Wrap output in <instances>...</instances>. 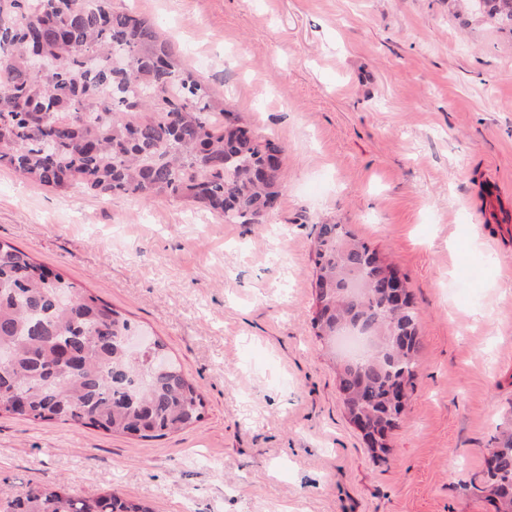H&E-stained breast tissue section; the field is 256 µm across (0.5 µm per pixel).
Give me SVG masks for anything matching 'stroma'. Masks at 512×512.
<instances>
[{"instance_id":"1","label":"stroma","mask_w":512,"mask_h":512,"mask_svg":"<svg viewBox=\"0 0 512 512\" xmlns=\"http://www.w3.org/2000/svg\"><path fill=\"white\" fill-rule=\"evenodd\" d=\"M283 146L277 210L59 193L0 168V241L161 340L205 401L160 437L0 415V486L154 512H493L512 424V35L460 0H112ZM345 224L406 279L420 365L373 458L315 336L313 240ZM491 464L486 468L487 478L473 488L486 493V498L496 504L495 512H512V425L498 431L490 442Z\"/></svg>"}]
</instances>
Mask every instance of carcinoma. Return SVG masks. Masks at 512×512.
<instances>
[{
  "instance_id": "carcinoma-1",
  "label": "carcinoma",
  "mask_w": 512,
  "mask_h": 512,
  "mask_svg": "<svg viewBox=\"0 0 512 512\" xmlns=\"http://www.w3.org/2000/svg\"><path fill=\"white\" fill-rule=\"evenodd\" d=\"M480 17L512 33V0H479ZM57 60L44 82L26 57ZM0 167L66 192L162 201L181 198L227 224H260L280 196V143L224 115L211 84L186 66L141 13L112 0H0ZM101 105L103 111L91 108ZM315 336L333 342L348 325L372 344L342 364L338 389L348 415L366 421L374 457L404 411L417 370L418 315L412 295L388 306L390 264L342 224L315 236ZM352 281L365 288L348 298ZM141 331L123 314L0 241V413L60 421L112 434L163 436L204 417L198 388L157 340L135 352ZM487 478L473 488L512 512V425L490 442ZM0 512H153L112 492L83 496L59 482L20 496L0 489Z\"/></svg>"
}]
</instances>
